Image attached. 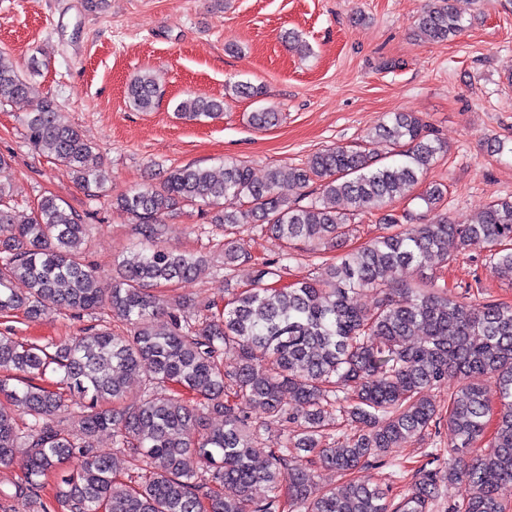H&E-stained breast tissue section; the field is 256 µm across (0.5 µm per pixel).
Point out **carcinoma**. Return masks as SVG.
<instances>
[{
	"label": "carcinoma",
	"mask_w": 512,
	"mask_h": 512,
	"mask_svg": "<svg viewBox=\"0 0 512 512\" xmlns=\"http://www.w3.org/2000/svg\"><path fill=\"white\" fill-rule=\"evenodd\" d=\"M463 28L453 0H429L416 24L436 43ZM36 95L0 53V105ZM158 96L149 72L127 86L129 104L140 112L152 111ZM177 112L189 121L217 119L224 101L188 98ZM248 120L266 129L279 113L260 108ZM23 124L29 144L84 189L104 186L93 146L60 123L52 101L37 103ZM446 152L447 143L419 115L393 112L365 144L323 149L300 167L270 169L262 181L236 161L174 168L157 185L113 197L115 208L136 219L144 247L137 261L118 265L110 282L85 261L87 224L77 211L45 195L20 220L10 186L0 182V224L12 228L0 238V316L21 310L38 321L54 311L79 318L107 309L125 325L117 333L99 323L46 345H22L0 332V397L15 407H0V464H12L24 450L12 496L49 512L43 478L77 455L80 469L60 475L62 512H432L446 488L456 489L448 512H509L512 305L484 297L479 286L451 296L445 285L413 283L402 272L478 247L511 283L512 197L490 204L470 224H454L441 213L447 187L431 183L415 196L431 215L427 221L404 224L386 213L390 232L324 265L315 278L277 286L295 260L283 249L255 263L249 286L231 285L235 267L252 259L237 238L241 227L313 254L340 247L356 219L424 182ZM315 181L318 195L305 205L283 194ZM185 207L205 209L208 223L224 228L219 246L229 299L222 309L211 302L189 307L167 294V286L198 277L207 264L164 243V218ZM18 281L27 294L16 293ZM363 290L375 295L370 308L358 303ZM410 336L417 340L407 342ZM49 372L86 402L73 408L63 393L40 384ZM133 374L145 377L144 388L130 397L125 377ZM472 375L492 380L495 390L466 382ZM437 390L448 391V409L437 402ZM290 395L297 405L288 404ZM494 399L493 435L473 455ZM18 412L27 416L22 427ZM70 418L75 427L59 426ZM444 424L453 435L448 463L439 449L426 452L399 494L390 484L383 489L351 478L363 466L399 467L390 449L435 437ZM273 426L286 435L259 468L252 448ZM342 427L348 431L332 433ZM100 431L112 434L110 455L91 443ZM120 455L130 464L127 484L117 478ZM318 463L346 480L312 498L310 466Z\"/></svg>",
	"instance_id": "carcinoma-1"
}]
</instances>
